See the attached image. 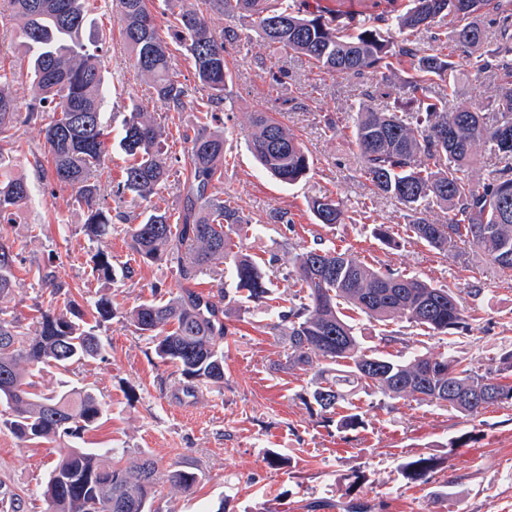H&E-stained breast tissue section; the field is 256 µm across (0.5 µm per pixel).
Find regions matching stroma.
I'll return each mask as SVG.
<instances>
[{
    "label": "stroma",
    "instance_id": "obj_1",
    "mask_svg": "<svg viewBox=\"0 0 512 512\" xmlns=\"http://www.w3.org/2000/svg\"><path fill=\"white\" fill-rule=\"evenodd\" d=\"M178 5L203 9L213 32L231 28L240 35L227 47L233 75L227 98L215 107L231 153L224 193L261 227L259 235L244 241V251L264 258L277 255L273 281L278 292L288 287L284 276L289 258L316 241L332 243L370 266L455 288L471 314L466 328L447 336H427L404 321L384 325L359 315L354 326L364 348L385 355L451 354L482 367L488 364V347L512 351V276L497 272L466 245L437 251L407 238L406 210L375 193L361 174L349 131L351 115L363 104L378 112L408 105L402 73L382 77L321 71L305 57L270 53L250 19H228L204 9L203 0H179ZM98 6L88 31L103 39L111 131L119 132L130 103L139 104L164 128L169 161L181 167L187 159L181 134L194 124L195 110L173 112L157 101L150 80L133 67L119 38L112 0H98ZM498 85L494 75L478 80L462 73L448 107L491 106ZM261 109L275 113L309 151L314 164L300 183L276 182L248 152L244 137L252 113ZM330 120L336 123L332 132L326 129ZM43 128L39 121L21 122L12 139L0 141V150L14 158L15 174L32 188L11 234L16 284L0 299V308L22 324L31 323L39 300L31 270L39 265L53 267L85 315H92L99 294L111 292L112 319L99 329L108 344L105 358L65 374L45 370L41 387L47 392L64 386L88 390L106 403V416L84 435L85 447L120 448L130 457L152 458L162 470L175 464L197 473L193 492L159 486L155 505L160 512H217L221 507L227 512H312L316 501L329 502L328 512H347L353 502L365 504L367 512H512V406L465 417L360 388L351 402L362 425L341 431L310 404L312 376L289 369L285 337L268 328L265 306L253 305L225 318L223 385L185 396L173 367L160 363L125 319L126 310L153 291L173 289L172 274L163 264L135 259L125 218L137 216L138 210L118 201L109 182H102L101 198L120 216L107 236L88 239L84 213L72 206L70 189L49 174ZM322 195L342 201L350 212L366 208L368 220L331 228L318 224L309 202ZM279 212L286 222L276 221ZM381 225L388 228L392 243L375 237ZM99 249L111 256L118 273L108 289L89 275V259ZM128 266L134 274L126 279L121 271ZM270 449L288 456L290 467L268 466ZM418 454L438 457L440 469L429 483H406L400 465ZM55 459L51 445L27 443L0 429V488L21 498L23 512H45L38 492ZM356 471L368 481L353 495L348 477Z\"/></svg>",
    "mask_w": 512,
    "mask_h": 512
}]
</instances>
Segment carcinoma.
Segmentation results:
<instances>
[{"instance_id":"1","label":"carcinoma","mask_w":512,"mask_h":512,"mask_svg":"<svg viewBox=\"0 0 512 512\" xmlns=\"http://www.w3.org/2000/svg\"><path fill=\"white\" fill-rule=\"evenodd\" d=\"M367 0L368 14L349 31L343 12L308 0H205L226 17L251 19L265 44L308 57L327 71L383 74L407 66L403 80L414 108L410 112L352 115L353 142L361 174L378 193L417 212L434 206L448 209V223L415 220L405 225L408 238L445 251L458 239L486 257L501 273L512 275V82L498 87L492 112L474 104L448 111L456 92L459 63L443 52L448 40L435 35L439 48L420 55L409 48V36L430 27L438 17L456 20L452 40L470 74L494 71L512 76V0ZM12 15L23 20L21 39L26 76L34 90L27 120L45 123V145L52 178L72 190V205L86 216L87 235L98 238L112 226V209L99 200V177L108 149L103 118L106 95L101 68L102 42L84 41L94 0H9ZM122 19L120 36L137 70L153 85L159 101L174 112L189 104L188 90L172 72V53L160 34L150 0H115ZM493 13L501 22V39L485 47L480 18ZM392 19L400 40L385 36L374 22ZM172 39L191 61L210 99L223 101L232 73L225 57L224 36L215 35L196 11L173 14ZM14 68L0 67V139L12 137L18 117L10 87L18 80ZM443 82L448 93L433 85ZM196 125L184 130L187 161L182 169L168 162L161 142L162 127L139 107L124 119L119 147L129 157L122 179L112 186L120 201H147L176 177L182 188L177 216L154 207L138 214L126 233L133 254L145 264L162 261L175 277L168 297L142 300L127 312V321L152 344L156 358L182 378V390L224 382V318L248 304L267 305L269 329H288V366L317 370L310 397L337 425L354 431L362 424L353 407L345 406L344 386L356 384L392 399L411 397L444 406L467 417L487 408L512 404V380L498 378L453 356L422 353L392 357L361 346L346 304L369 319L387 323L398 318L427 335H453L470 319L449 286L434 287L415 275L381 271L346 250L312 247L291 262L294 291L284 304L273 306L269 259L237 248L236 241L257 231L239 205L224 193V132L211 130L216 113L196 103ZM484 148L497 160L486 182L470 175L475 152ZM247 149L280 182L294 185L309 173L313 159L301 142L267 111L251 116ZM13 157L0 151V296L12 291L17 255L10 234L18 210L31 197L28 182L11 174ZM319 224L345 220L344 206L329 196L310 201ZM224 267H217L216 260ZM90 274L110 282L114 271L107 252L90 258ZM230 287L199 290L201 279ZM33 279L40 292L39 316L31 327L0 309V405L7 414L0 427L25 442L57 445L43 498L46 512H156L153 503L160 481L190 492L198 483L192 471L173 467L161 473L150 458H124L115 448L103 451L75 445L106 415L105 403L85 390L39 389L43 369L68 373L104 357L106 345L96 333L112 319V299L100 295L93 303L94 323L84 319L79 302L57 283L48 266ZM64 307H59L60 297ZM439 463L419 454L401 464L410 483H426Z\"/></svg>"}]
</instances>
